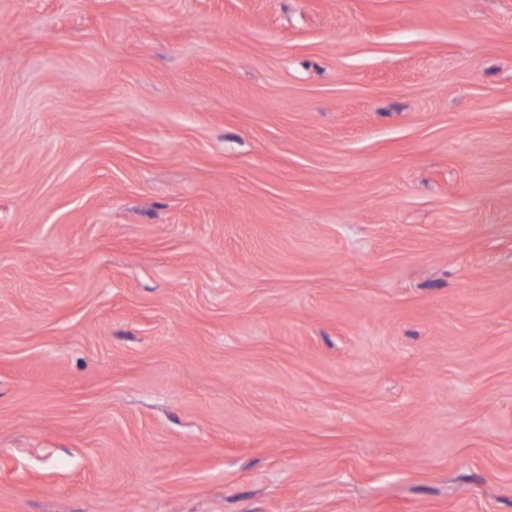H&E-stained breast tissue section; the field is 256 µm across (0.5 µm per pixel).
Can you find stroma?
<instances>
[{
	"label": "stroma",
	"mask_w": 512,
	"mask_h": 512,
	"mask_svg": "<svg viewBox=\"0 0 512 512\" xmlns=\"http://www.w3.org/2000/svg\"><path fill=\"white\" fill-rule=\"evenodd\" d=\"M0 512H512V0H0Z\"/></svg>",
	"instance_id": "35a3bbf8"
}]
</instances>
